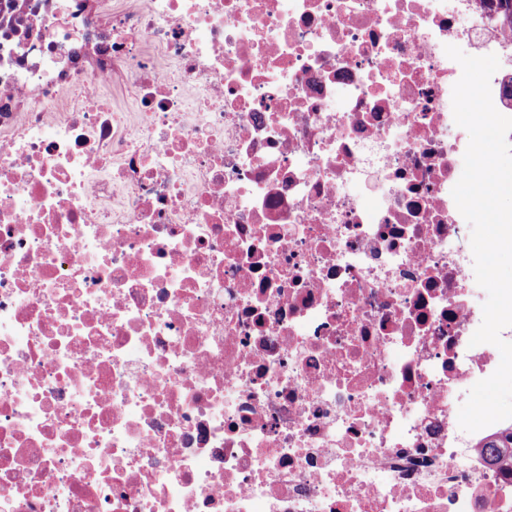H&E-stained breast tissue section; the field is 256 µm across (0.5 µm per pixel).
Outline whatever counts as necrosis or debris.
Returning a JSON list of instances; mask_svg holds the SVG:
<instances>
[{
    "label": "necrosis or debris",
    "instance_id": "1",
    "mask_svg": "<svg viewBox=\"0 0 512 512\" xmlns=\"http://www.w3.org/2000/svg\"><path fill=\"white\" fill-rule=\"evenodd\" d=\"M458 44L511 109L489 0H0V512H512ZM478 448H488L487 454L494 464L510 461L512 465V424L480 442Z\"/></svg>",
    "mask_w": 512,
    "mask_h": 512
}]
</instances>
